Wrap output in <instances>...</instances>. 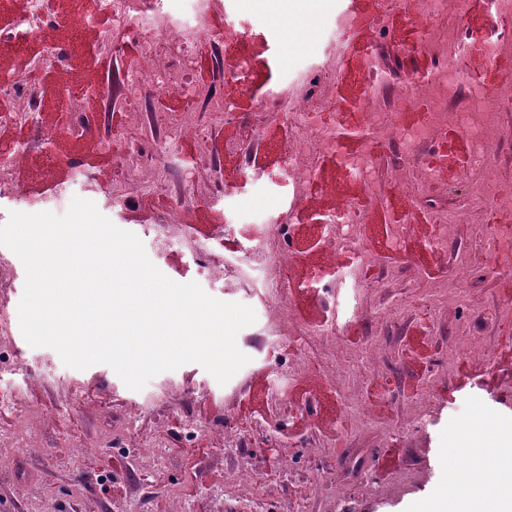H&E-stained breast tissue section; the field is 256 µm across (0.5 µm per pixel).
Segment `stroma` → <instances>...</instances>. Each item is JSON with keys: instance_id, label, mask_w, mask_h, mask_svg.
<instances>
[{"instance_id": "obj_1", "label": "stroma", "mask_w": 512, "mask_h": 512, "mask_svg": "<svg viewBox=\"0 0 512 512\" xmlns=\"http://www.w3.org/2000/svg\"><path fill=\"white\" fill-rule=\"evenodd\" d=\"M24 0H0V25L17 38L0 42V103L10 99L14 72L45 45L64 47L66 59L43 70L38 127L0 119V171L16 194L0 197V224L10 212L65 214L73 200L93 201L118 228L135 234L150 261L178 283L195 282L208 295L252 307L254 324L240 330L238 348L249 361L226 384L201 365L187 363L153 377L139 391L114 370L96 364L77 370L49 347L23 337L18 305L25 285L21 260L0 246L7 270L0 276V433L21 428L35 437L17 469L0 472V512H213L223 497L236 512H410L434 496L446 471L462 490L472 480L469 454L512 434V237L482 267L466 302H444L432 292L455 276L452 254L468 247L477 229L512 228L496 204L462 201L448 255L427 246L428 213L411 206L405 185L393 178L386 147L357 138L359 105L370 94L362 64L374 49L395 59L398 73L421 76L430 65L414 46L433 32L464 30L485 41L492 34L483 0H465L459 12L416 20L417 0H209L210 39L194 53L199 70L190 83L231 93L238 114L301 87L326 59L336 62L334 105L328 123L336 149L320 154L308 191L293 196L282 158L292 137L287 118L262 127L254 143L225 151L232 121L213 126L209 157L196 142L177 138L169 125L190 92L154 93L130 109L120 88L140 65L139 49L125 43L106 55L94 12L105 26L116 20L101 0H50L58 16L50 29L25 31ZM359 11L363 28L339 29L340 17ZM242 33L225 46L224 32ZM246 56L245 79L226 81L225 54ZM512 83V60L487 65L464 93L448 100L462 119L480 112L496 81ZM112 89L101 98V86ZM82 97L86 131L71 132L65 106ZM141 142L162 169L168 188L141 193L133 181L113 180L125 143ZM24 158H16L19 145ZM371 156L365 176L344 173L357 156ZM469 140L449 128L424 148L421 167L440 168V183L460 177ZM357 201L361 223L339 225L379 265L355 269L353 254L327 252L321 225L343 201ZM290 236L279 242L292 267L286 298L267 295L277 262H241L260 247L282 214ZM391 224L407 225L400 245ZM484 342L491 361L449 357L459 326ZM292 405L291 415L272 406ZM195 426H188L184 413ZM247 445L235 447L238 436ZM165 448L167 467L137 470L129 451L142 439ZM81 455L80 471L68 466ZM278 457L271 471L270 457ZM250 470L254 481H238Z\"/></svg>"}]
</instances>
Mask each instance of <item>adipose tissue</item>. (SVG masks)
Returning <instances> with one entry per match:
<instances>
[{"instance_id":"ef3b65f1","label":"adipose tissue","mask_w":512,"mask_h":512,"mask_svg":"<svg viewBox=\"0 0 512 512\" xmlns=\"http://www.w3.org/2000/svg\"><path fill=\"white\" fill-rule=\"evenodd\" d=\"M484 463L492 476L478 496L460 492L450 477L437 496L415 503L412 512H512V479L500 477L501 472L512 469V439L493 443Z\"/></svg>"}]
</instances>
